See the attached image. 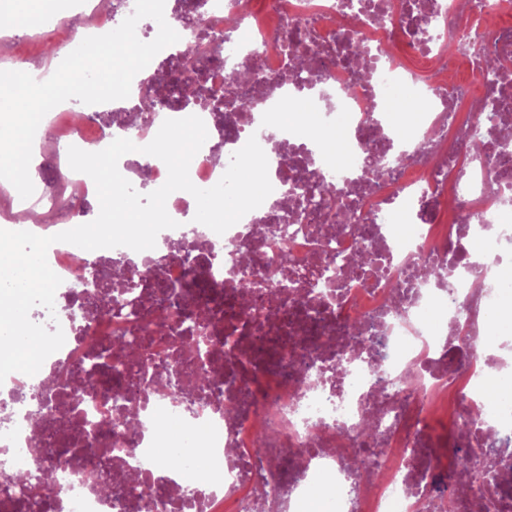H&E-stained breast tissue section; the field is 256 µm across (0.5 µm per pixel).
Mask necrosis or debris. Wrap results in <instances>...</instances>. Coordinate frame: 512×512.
<instances>
[{
    "label": "necrosis or debris",
    "mask_w": 512,
    "mask_h": 512,
    "mask_svg": "<svg viewBox=\"0 0 512 512\" xmlns=\"http://www.w3.org/2000/svg\"><path fill=\"white\" fill-rule=\"evenodd\" d=\"M354 2L263 0L252 9L242 0H207L202 19L192 24L187 0H165L166 21L208 63L197 111L208 138L190 163L192 183L213 187L252 134L273 129L278 137L267 154L273 191L221 235L193 222L194 198L177 192L168 213L178 226L162 230L153 249L49 247L48 264L62 283L54 313L31 319L61 327L65 343L37 374L14 372L0 384V460L14 474H52L56 492L40 507L0 491V512H143L141 493L151 487L163 492L166 512H305L316 498L325 512H435L436 478L456 476L453 457L441 455L431 439L432 420L443 408L453 443L481 465L500 466L512 452V403L484 404L478 389L483 378L512 366L503 356L512 337L490 335L486 326L512 309V289L488 279L512 250V180H497L488 154L473 151L475 141L492 147L512 129V68L495 81L483 78L488 59L512 55V27L500 23L512 13V0H364L363 13ZM134 7L135 0H68L67 10L43 28L2 30L0 43L11 51L0 58V70L21 68L46 80L85 37L114 30ZM228 14L242 16V23L225 29ZM409 17L421 61L415 73L392 55L363 68L349 62L351 43L392 46L404 35L398 19ZM203 29L223 33L220 62H212ZM55 31L63 39L41 57L12 51ZM289 40L309 45L298 73ZM175 51L172 45L160 51L152 71L156 111L116 102L108 124L94 105L92 120L75 124L69 110L52 113L40 137L50 153L36 168L34 194L12 197L0 209V223L39 236L78 224L97 193L88 175L70 168L69 147L98 152L124 136L150 143L163 121L182 110L169 84L178 68ZM397 97L422 100L426 108L412 121L383 112L381 101ZM491 103L494 119L475 125V109ZM330 132L349 157L346 166L323 151ZM372 147L383 170L377 179L362 166ZM287 180L349 207L268 232L287 201ZM58 182L69 194L55 191ZM450 203L465 224L443 223ZM21 210L48 220L24 224ZM310 222L331 226L335 258L304 231ZM362 251L372 255V266L350 268L348 259ZM281 255L288 262L274 282L229 283V268L243 257L259 269ZM93 264L127 281L157 270L179 292L161 300L141 288L129 310L98 311L87 286ZM448 267L450 279L442 274ZM325 269L337 294L309 285L307 273ZM282 280L289 284L284 294L277 287ZM348 313L361 321L358 335L344 326ZM191 320L202 322L206 339L187 378L198 405L192 415L147 386L184 364L177 336ZM133 334L151 337L154 350L138 377L76 394L70 372ZM118 412L137 423L121 450L107 425ZM75 416L112 448L108 470L137 493L118 498L99 486L79 450ZM366 422L378 439L379 465L370 475L361 467L367 449L358 441ZM168 448L180 454L181 466L163 480H146L148 463ZM457 501L454 512H473L477 501L485 512H512V470L503 469L488 486L474 476Z\"/></svg>",
    "instance_id": "4bbe7bcc"
}]
</instances>
